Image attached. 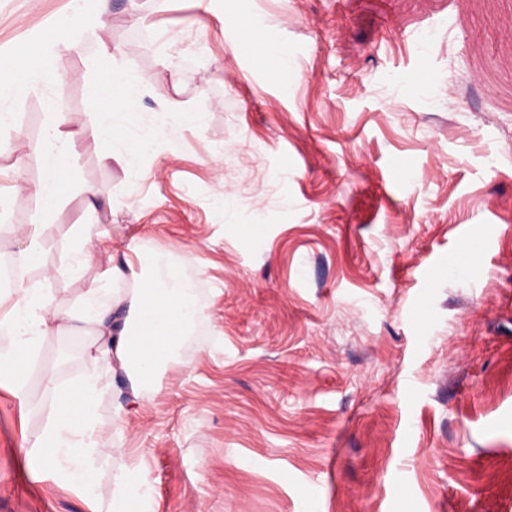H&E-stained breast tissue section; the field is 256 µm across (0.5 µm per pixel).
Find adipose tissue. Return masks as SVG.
<instances>
[{"label": "adipose tissue", "instance_id": "adipose-tissue-1", "mask_svg": "<svg viewBox=\"0 0 512 512\" xmlns=\"http://www.w3.org/2000/svg\"><path fill=\"white\" fill-rule=\"evenodd\" d=\"M14 75L0 78V100L38 87L46 79L42 52H25L12 62ZM100 79L116 91L100 113L92 136L101 160L112 158V147L124 142L130 158L153 155L151 133L130 135L137 126L136 102L139 89L127 73L107 70ZM47 157L46 178L34 190L44 213H53L61 201L63 170L61 161L74 153L73 133L50 125L39 145ZM100 234L90 225L72 226L62 245L72 256L71 272L83 270L98 252ZM192 253H184L178 263L163 257L147 259L136 243H129L122 260L109 263L100 275L101 283L87 289L82 302L62 311H48L43 303V282L17 280L14 294L0 295V385L13 396L27 400L29 356L51 327L92 336L86 355L91 368L64 383L47 378L48 411L40 435L30 444L29 454L42 473L78 490L93 500L96 485L94 458L121 453L120 441L100 427L94 413L95 402L110 388V375L124 373L133 397L145 398L157 387L159 374L179 363V350L191 329L204 318L185 267L192 265ZM150 264L152 272L143 276L137 266ZM134 286L124 291L120 282ZM152 486L145 468L131 464L115 477V490L106 512H150Z\"/></svg>", "mask_w": 512, "mask_h": 512}]
</instances>
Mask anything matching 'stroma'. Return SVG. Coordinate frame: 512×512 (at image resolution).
<instances>
[{"mask_svg":"<svg viewBox=\"0 0 512 512\" xmlns=\"http://www.w3.org/2000/svg\"><path fill=\"white\" fill-rule=\"evenodd\" d=\"M239 10L109 0L100 44L94 0H0V70L37 40L77 44L54 84L5 102L0 191L42 181L52 118L81 139L54 215L32 193L0 207V258L43 224L26 279L51 310L129 241L197 258L182 366L145 402L115 374L97 404L135 455L96 458V500L135 460L154 512H512V0H250L258 40ZM110 68L135 78L156 157L101 160ZM174 108L201 119L160 129ZM90 221L111 238L69 274L55 242ZM88 342L43 336L31 407L0 388V512H88L25 462L46 377L86 372Z\"/></svg>","mask_w":512,"mask_h":512,"instance_id":"1","label":"stroma"}]
</instances>
